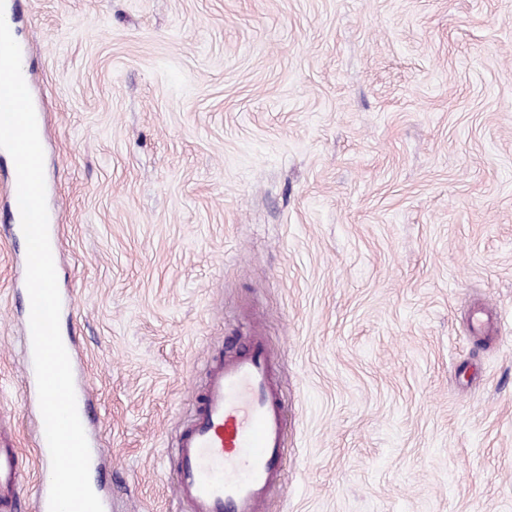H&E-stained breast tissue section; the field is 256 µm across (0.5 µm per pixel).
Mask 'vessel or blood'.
Segmentation results:
<instances>
[{"label":"vessel or blood","instance_id":"vessel-or-blood-1","mask_svg":"<svg viewBox=\"0 0 512 512\" xmlns=\"http://www.w3.org/2000/svg\"><path fill=\"white\" fill-rule=\"evenodd\" d=\"M273 358L254 330L239 350L211 364L202 401L175 444L182 512H262L287 455ZM19 454L0 448V512L24 495Z\"/></svg>","mask_w":512,"mask_h":512}]
</instances>
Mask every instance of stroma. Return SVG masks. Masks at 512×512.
<instances>
[{
	"label": "stroma",
	"instance_id": "35a3bbf8",
	"mask_svg": "<svg viewBox=\"0 0 512 512\" xmlns=\"http://www.w3.org/2000/svg\"><path fill=\"white\" fill-rule=\"evenodd\" d=\"M57 282L110 512H180L177 434L253 327L264 512H512V0H26ZM22 241L0 448L41 467Z\"/></svg>",
	"mask_w": 512,
	"mask_h": 512
}]
</instances>
